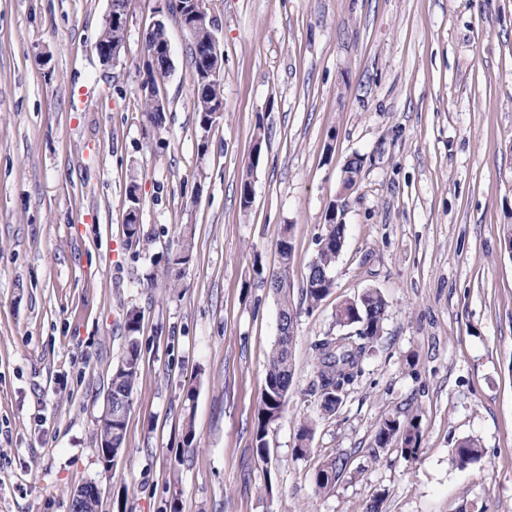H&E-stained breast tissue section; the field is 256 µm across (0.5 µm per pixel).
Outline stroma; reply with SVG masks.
<instances>
[{"label":"stroma","instance_id":"stroma-1","mask_svg":"<svg viewBox=\"0 0 512 512\" xmlns=\"http://www.w3.org/2000/svg\"><path fill=\"white\" fill-rule=\"evenodd\" d=\"M109 9L0 0V512H70L90 481L101 512H512V256L500 243L512 0H209L224 119L203 159L178 16L133 0L112 66L94 49ZM159 20L171 69L156 130L140 85ZM133 181L146 248L126 242ZM330 213L347 227L334 288L298 313L293 384L263 460L255 430L278 338L263 279L291 225L300 293ZM186 226L194 256L174 290L157 259ZM367 288L388 303L383 332L325 419L313 345L335 331L337 303ZM133 308L141 376L107 471L90 435ZM408 406L421 419L409 459L374 444L381 419ZM469 437L483 453L461 468L452 452ZM339 454L345 474L317 495L318 464Z\"/></svg>","mask_w":512,"mask_h":512}]
</instances>
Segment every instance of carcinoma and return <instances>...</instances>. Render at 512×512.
Wrapping results in <instances>:
<instances>
[{
	"label": "carcinoma",
	"instance_id": "cac0c4a2",
	"mask_svg": "<svg viewBox=\"0 0 512 512\" xmlns=\"http://www.w3.org/2000/svg\"><path fill=\"white\" fill-rule=\"evenodd\" d=\"M126 29L117 25L103 24L98 36L99 45L125 41ZM192 79L194 84V112L196 125L206 138L198 140V156L205 157L209 150L207 135L216 127L213 114L224 102V92L209 84L204 51L191 47ZM142 108L150 125L158 129L163 121V110L155 105L154 98L143 95ZM291 225L281 228L277 243L279 266L267 278L269 290L279 305V319L288 327V335L278 337L269 356L261 406L258 410L255 432L256 453L267 457L266 436L268 428L282 417L288 392L293 382V345L297 306L294 304L291 286L281 275L288 272L294 262V247L290 236ZM125 231L128 244L138 246L151 241L139 216L126 219ZM192 236L190 229L183 231L182 245L164 258L166 268L184 269L192 260ZM346 239V225L336 221V211L326 218L324 232L318 236V249L309 262L308 272L302 286L301 302L306 311L317 309L333 288V272L336 260ZM387 302L376 289H365L358 298L345 300L336 306L335 324L337 333H329L314 344V373L312 394L317 396L320 415L330 418L336 414L348 388L361 373L362 363L370 344L380 336ZM141 312L132 309L126 313V346L119 363L112 369V425L99 421L91 435V441L99 451H104L107 439H112V458L101 456L104 465L117 464L125 444L126 420L131 406V396L141 373V352L137 333L140 330ZM419 414L395 412L386 415L375 433L378 448L397 446L405 457L416 454L419 439ZM481 446L473 438L460 441L452 457L460 467L477 460ZM347 458L338 455L322 461L314 473L315 492L319 495L330 492L343 476Z\"/></svg>",
	"mask_w": 512,
	"mask_h": 512
}]
</instances>
